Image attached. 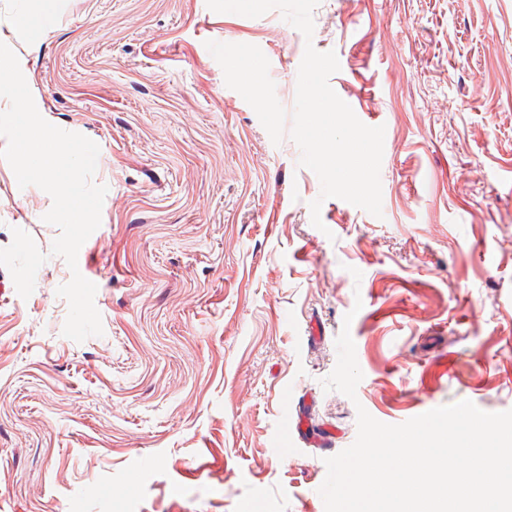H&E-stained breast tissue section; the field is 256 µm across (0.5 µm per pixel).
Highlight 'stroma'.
Returning a JSON list of instances; mask_svg holds the SVG:
<instances>
[{"instance_id": "obj_1", "label": "stroma", "mask_w": 512, "mask_h": 512, "mask_svg": "<svg viewBox=\"0 0 512 512\" xmlns=\"http://www.w3.org/2000/svg\"><path fill=\"white\" fill-rule=\"evenodd\" d=\"M18 8L0 42L36 106L99 147L77 266L103 333L63 335L52 199L0 159V512H325L358 408L512 410V0H320L309 40L206 0H58L44 34ZM209 40L258 46L288 111L306 43L335 51L385 128L382 217L321 199ZM345 326L352 399L322 386Z\"/></svg>"}]
</instances>
